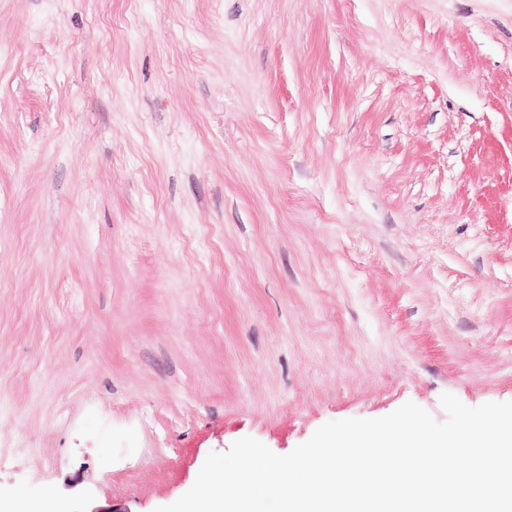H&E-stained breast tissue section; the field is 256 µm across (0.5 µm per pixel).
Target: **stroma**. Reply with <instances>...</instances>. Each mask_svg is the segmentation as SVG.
Here are the masks:
<instances>
[{
  "label": "stroma",
  "instance_id": "obj_1",
  "mask_svg": "<svg viewBox=\"0 0 512 512\" xmlns=\"http://www.w3.org/2000/svg\"><path fill=\"white\" fill-rule=\"evenodd\" d=\"M512 401V0H0V502Z\"/></svg>",
  "mask_w": 512,
  "mask_h": 512
}]
</instances>
